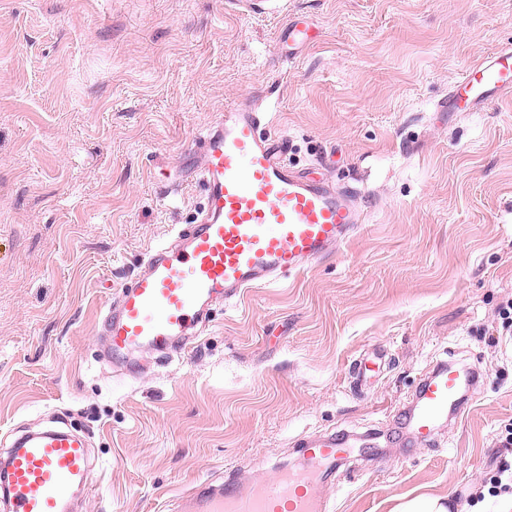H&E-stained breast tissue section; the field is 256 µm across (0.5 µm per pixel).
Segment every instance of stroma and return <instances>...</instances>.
I'll return each instance as SVG.
<instances>
[{"label":"stroma","instance_id":"obj_1","mask_svg":"<svg viewBox=\"0 0 512 512\" xmlns=\"http://www.w3.org/2000/svg\"><path fill=\"white\" fill-rule=\"evenodd\" d=\"M314 40L279 53L289 17ZM512 46V0H0V451L18 431L84 435L81 512H172L226 469L273 477L301 437L381 429L335 512L449 497L512 464V100L438 104ZM250 97L303 175L353 189L359 234L303 273L218 305L171 362L103 359L101 318L152 247L203 206L173 188L225 103ZM379 357L363 393L361 352ZM480 388L434 442L389 424L436 362Z\"/></svg>","mask_w":512,"mask_h":512}]
</instances>
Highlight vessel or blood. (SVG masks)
Instances as JSON below:
<instances>
[{"label": "vessel or blood", "instance_id": "1", "mask_svg": "<svg viewBox=\"0 0 512 512\" xmlns=\"http://www.w3.org/2000/svg\"><path fill=\"white\" fill-rule=\"evenodd\" d=\"M511 97L509 46L465 70L442 109L471 112ZM199 144L200 161L178 163L176 173L180 183L203 187L200 218L151 249L143 272L119 288L102 316L107 351L126 373L134 353H181L215 304L300 273L360 231L353 197L288 165L287 138L264 128L251 99L225 104ZM470 382L454 362L439 364L419 387L404 429L428 441ZM353 448L342 435L306 440L294 465L275 478L246 482L229 470L220 483L198 480L178 498V512H329L336 472ZM91 486L88 445L66 431L23 435L0 463L5 512H72Z\"/></svg>", "mask_w": 512, "mask_h": 512}]
</instances>
